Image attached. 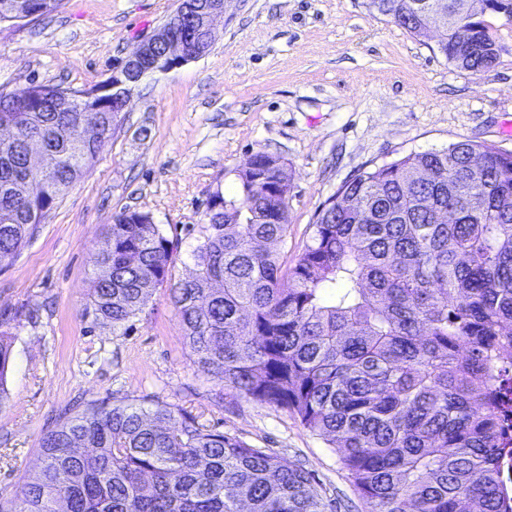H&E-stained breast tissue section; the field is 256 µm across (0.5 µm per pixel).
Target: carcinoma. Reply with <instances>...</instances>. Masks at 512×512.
Listing matches in <instances>:
<instances>
[{
    "mask_svg": "<svg viewBox=\"0 0 512 512\" xmlns=\"http://www.w3.org/2000/svg\"><path fill=\"white\" fill-rule=\"evenodd\" d=\"M455 25L474 0H426ZM369 10L423 36L410 0ZM488 10L438 51L473 72L499 55ZM34 112L0 95V130L42 139L32 176L20 142L0 141V265L97 160L76 134L78 106L117 125L112 92L32 82ZM265 152L218 189L192 251L195 275L172 274L178 241L148 212L108 225L91 311L116 331L167 288L199 367L225 388L294 414L339 459L370 512H512L499 478L512 446V153L469 140L410 152L345 182L289 266L268 245L288 237L290 183ZM12 341L0 331V399ZM42 468L0 512H327L312 475L276 454L207 429L166 404L93 403L43 435Z\"/></svg>",
    "mask_w": 512,
    "mask_h": 512,
    "instance_id": "carcinoma-1",
    "label": "carcinoma"
}]
</instances>
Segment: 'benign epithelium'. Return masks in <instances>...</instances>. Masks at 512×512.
Wrapping results in <instances>:
<instances>
[{
    "label": "benign epithelium",
    "instance_id": "benign-epithelium-1",
    "mask_svg": "<svg viewBox=\"0 0 512 512\" xmlns=\"http://www.w3.org/2000/svg\"><path fill=\"white\" fill-rule=\"evenodd\" d=\"M228 0H182L177 12L112 70V111L127 112L141 81L208 54Z\"/></svg>",
    "mask_w": 512,
    "mask_h": 512
}]
</instances>
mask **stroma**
I'll use <instances>...</instances> for the list:
<instances>
[{"mask_svg":"<svg viewBox=\"0 0 512 512\" xmlns=\"http://www.w3.org/2000/svg\"><path fill=\"white\" fill-rule=\"evenodd\" d=\"M177 0H63L0 26V91L31 82L87 89L150 37ZM496 64H450L366 0H229L203 58L146 78L130 111L14 261L0 267V330L13 341L0 402V501L41 466L39 441L92 402L171 404L199 422L304 467L336 512H368L336 449L291 413L222 389L196 364L166 289L125 328L87 309L91 257L122 210L151 213L178 240L172 274L194 270L206 201L267 152L291 180L293 257L326 202L364 169L469 140L512 152V22L495 18Z\"/></svg>","mask_w":512,"mask_h":512,"instance_id":"stroma-1","label":"stroma"}]
</instances>
